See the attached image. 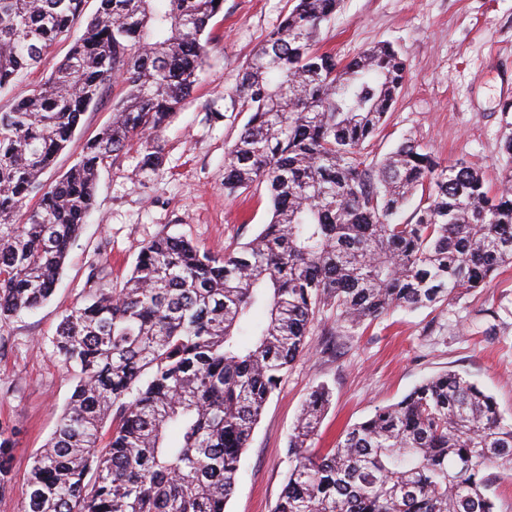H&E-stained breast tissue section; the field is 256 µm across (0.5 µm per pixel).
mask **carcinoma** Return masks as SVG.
I'll return each instance as SVG.
<instances>
[{"mask_svg": "<svg viewBox=\"0 0 512 512\" xmlns=\"http://www.w3.org/2000/svg\"><path fill=\"white\" fill-rule=\"evenodd\" d=\"M83 2L0 0V88L42 61ZM223 5L100 0L46 81L0 112L1 323L51 296L100 168L181 108ZM336 6L294 0L236 86L250 116L225 158L224 189L266 184L269 223L222 255L156 236L122 288H91L63 315L52 345L77 383L33 457L19 512H225L320 309L357 328L473 292L512 265V165L492 188L479 169L445 165L411 139L368 162L406 64L387 43L344 63L319 51ZM117 75L111 122L44 184ZM511 111L502 108V153L512 162ZM162 163L147 141L143 169ZM329 402L323 385L304 401L274 512H496L489 470L512 479V420L465 374L422 381L310 454ZM12 446L0 422V493Z\"/></svg>", "mask_w": 512, "mask_h": 512, "instance_id": "obj_1", "label": "carcinoma"}]
</instances>
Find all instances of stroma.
Listing matches in <instances>:
<instances>
[{"instance_id": "1", "label": "stroma", "mask_w": 512, "mask_h": 512, "mask_svg": "<svg viewBox=\"0 0 512 512\" xmlns=\"http://www.w3.org/2000/svg\"><path fill=\"white\" fill-rule=\"evenodd\" d=\"M290 6V0H224L208 27L199 81L158 134L162 168L143 170L138 144L102 168L95 209L51 298L0 323V422L15 431L0 512H19L32 457L52 436L73 392L74 376L53 354L51 339L65 312L87 294L90 263L106 259L109 273L101 285L119 289L157 235L180 236L221 254L268 222L265 185L227 194L224 160L248 118L235 94L242 69ZM98 8L99 0H84L69 38L0 89V111L44 82ZM383 42L402 53L407 74L383 130L366 148L369 160L412 138L441 161L481 168L489 184L497 185L506 160L500 150L501 101L512 98V0H338L319 47L344 62ZM121 95V82L106 86L82 115L72 143L43 174L45 183L76 163L84 142L110 121ZM335 318L332 310L316 316L305 350L266 405L227 512H273L289 469V436L314 386L332 391L313 445L320 452L333 447L346 426L447 370L466 374L512 416V269L476 292L433 308L396 309L363 328L336 325Z\"/></svg>"}]
</instances>
